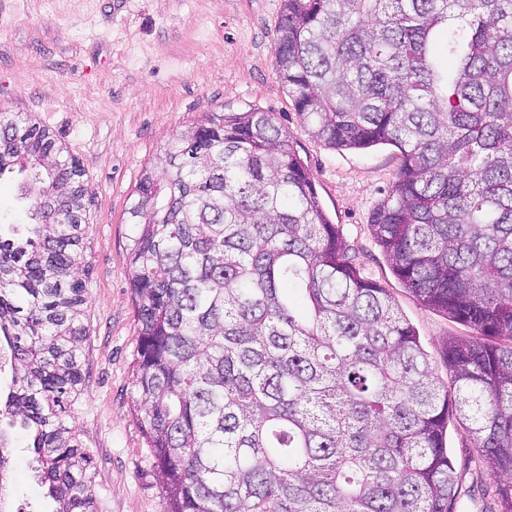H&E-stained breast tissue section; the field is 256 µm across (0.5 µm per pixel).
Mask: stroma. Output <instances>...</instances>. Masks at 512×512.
Here are the masks:
<instances>
[{
    "instance_id": "1",
    "label": "stroma",
    "mask_w": 512,
    "mask_h": 512,
    "mask_svg": "<svg viewBox=\"0 0 512 512\" xmlns=\"http://www.w3.org/2000/svg\"><path fill=\"white\" fill-rule=\"evenodd\" d=\"M281 0H0V108L52 130L85 171L89 231L79 274L88 285L83 321L85 386L66 419L92 455L99 512H164L134 387L137 307L127 209L143 169L202 113L217 107L272 113L317 182L356 260L395 297L449 381L441 355L457 331L393 274L370 233L400 157L391 146L334 151L309 135L274 67ZM457 476L454 512H501L496 484L473 441L448 424ZM24 433L9 451L10 479L26 512H52L33 476Z\"/></svg>"
}]
</instances>
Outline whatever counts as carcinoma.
<instances>
[{"instance_id": "obj_1", "label": "carcinoma", "mask_w": 512, "mask_h": 512, "mask_svg": "<svg viewBox=\"0 0 512 512\" xmlns=\"http://www.w3.org/2000/svg\"><path fill=\"white\" fill-rule=\"evenodd\" d=\"M274 67L313 138L401 156L370 228L398 280L467 326L433 357L366 276L269 112H206L128 208L134 380L165 512H451L450 412L512 512V0H281ZM33 223L0 233V335L56 512H96L65 424L84 387L81 165L0 111V176Z\"/></svg>"}]
</instances>
